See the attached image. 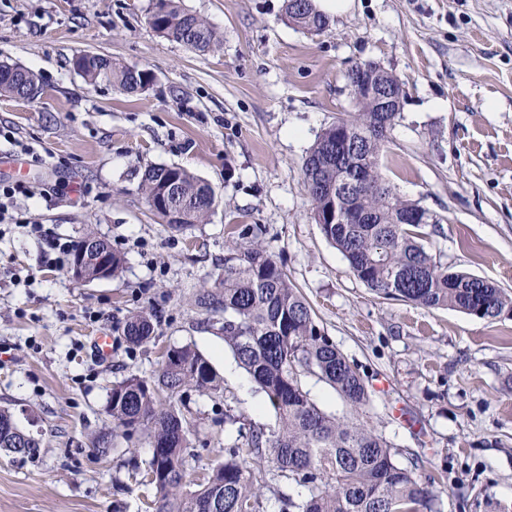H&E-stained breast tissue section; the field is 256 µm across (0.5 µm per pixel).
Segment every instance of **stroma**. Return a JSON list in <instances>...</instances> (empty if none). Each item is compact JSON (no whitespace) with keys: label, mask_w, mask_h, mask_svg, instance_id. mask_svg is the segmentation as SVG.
Returning a JSON list of instances; mask_svg holds the SVG:
<instances>
[{"label":"stroma","mask_w":512,"mask_h":512,"mask_svg":"<svg viewBox=\"0 0 512 512\" xmlns=\"http://www.w3.org/2000/svg\"><path fill=\"white\" fill-rule=\"evenodd\" d=\"M179 2L219 50L156 33L155 0H0V61L45 87L32 102L0 97V129L49 156L25 177L33 197L12 206L40 235L0 224V408L44 442L33 460L0 450V512H146V434L106 455L92 441L114 428L113 382L150 377L170 346L194 344L224 380L223 393L178 402L191 476L224 459L225 406L273 425L220 322L194 306L242 225L262 229L320 329L358 364L367 424L400 464L437 477L442 512H512V313L484 320L377 295L325 239L302 175L318 134L355 109L348 71L384 64L408 96L383 178L438 217L432 253L512 293V0H353L317 34L287 22L285 0ZM83 52L154 83L138 94L89 84L72 65ZM151 164L212 186L206 222L169 230L138 188ZM88 233L123 254L120 276L79 283L49 267L59 244ZM134 311L156 325L140 347L122 335ZM100 334L114 341L103 361L91 347Z\"/></svg>","instance_id":"stroma-1"}]
</instances>
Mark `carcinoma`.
<instances>
[{
    "label": "carcinoma",
    "instance_id": "obj_1",
    "mask_svg": "<svg viewBox=\"0 0 512 512\" xmlns=\"http://www.w3.org/2000/svg\"><path fill=\"white\" fill-rule=\"evenodd\" d=\"M291 24L311 33L327 26L312 0H286ZM150 25L158 34L198 52L219 48L209 23L179 8L177 0H156ZM82 76L90 84L107 82L125 92L136 91L144 70L105 59L86 61ZM43 89L32 70L19 69L14 79H0V96L34 101ZM358 111L338 117L318 136L302 171L313 217L326 218L329 189L336 172L361 165L378 167V157L399 112H374L372 103L355 99ZM165 166L148 165L140 190L156 198L168 180ZM179 195L196 202L184 231L203 223L215 203L211 186L186 169L174 171ZM378 191L355 188L344 204L362 222L320 225L324 237L346 258L353 274L374 292L427 308L449 307L480 319L493 320L512 312V296L496 284L448 269L424 244V224H402L416 203L402 198L382 180ZM241 242L227 249L224 267L211 286L195 297L198 311L224 317V344L236 362L263 392L275 413L272 427H258L232 406L224 407V425L237 428L246 448L224 449V463L201 480L189 478L185 451L190 422L173 400L194 389L224 390L210 361L194 345L169 348L155 376L130 375L114 383L106 413L127 439L148 431L151 457L148 484L154 490V512H264L265 491L272 490L278 512H441L440 499L416 467L397 461L398 450L358 419L370 393L358 365L324 335L308 301L288 273L260 241L254 229L238 230ZM155 333L152 319L142 313L127 317L123 336L139 346ZM315 377L329 385L356 413L339 419L323 411L305 388ZM42 441L20 430L13 414L0 409V449L34 458ZM270 460L280 486L270 488L266 472L253 469L249 455Z\"/></svg>",
    "mask_w": 512,
    "mask_h": 512
}]
</instances>
